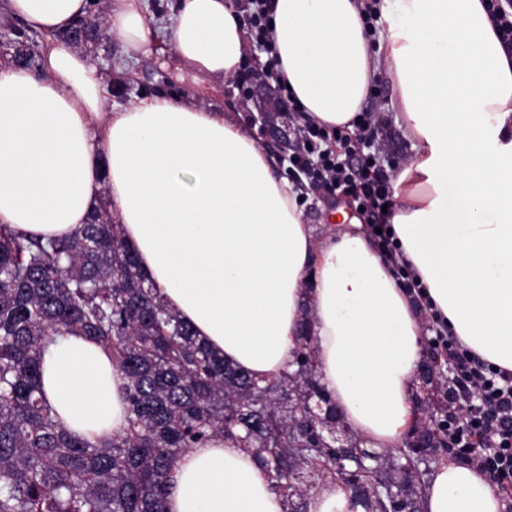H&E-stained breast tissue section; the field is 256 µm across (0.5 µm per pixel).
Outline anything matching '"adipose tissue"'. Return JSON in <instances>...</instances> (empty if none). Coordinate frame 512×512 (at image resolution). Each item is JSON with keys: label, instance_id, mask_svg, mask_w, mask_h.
Wrapping results in <instances>:
<instances>
[{"label": "adipose tissue", "instance_id": "adipose-tissue-1", "mask_svg": "<svg viewBox=\"0 0 512 512\" xmlns=\"http://www.w3.org/2000/svg\"><path fill=\"white\" fill-rule=\"evenodd\" d=\"M123 61L153 62L181 92L112 104L110 76L59 38L89 0H0V22L43 34L38 66L0 69V224L73 234L108 200L142 274L195 335L255 379L277 378L308 321L320 380L370 448L399 447L425 324L362 225L316 233L298 193L240 113L199 98L249 55L233 0H101ZM370 35L358 0H272L274 51L304 117L354 131L379 73L414 152L393 182L391 219L431 313L483 360L512 371V58L482 0H381ZM172 45L173 60L163 57ZM123 374L68 336L43 357L41 389L66 430L123 432ZM166 512H284L254 457L216 437L169 473ZM481 471L443 460L423 512H504Z\"/></svg>", "mask_w": 512, "mask_h": 512}]
</instances>
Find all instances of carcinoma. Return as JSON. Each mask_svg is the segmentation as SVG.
Wrapping results in <instances>:
<instances>
[{"label":"carcinoma","instance_id":"1","mask_svg":"<svg viewBox=\"0 0 512 512\" xmlns=\"http://www.w3.org/2000/svg\"><path fill=\"white\" fill-rule=\"evenodd\" d=\"M40 34L17 27L13 63L36 64ZM102 26L71 40L104 39ZM294 360L264 385L227 364L158 299L106 203L72 236L43 241L0 224V512H165L168 473L187 449L222 436L264 469L286 512H306L314 485L333 477L360 493L364 512H420L424 479L411 493L406 465L448 453V385L408 436L378 459L349 435V457L329 435L336 418L322 387L308 322ZM68 335L99 344L124 372L127 427L96 444L70 435L41 392L45 347Z\"/></svg>","mask_w":512,"mask_h":512}]
</instances>
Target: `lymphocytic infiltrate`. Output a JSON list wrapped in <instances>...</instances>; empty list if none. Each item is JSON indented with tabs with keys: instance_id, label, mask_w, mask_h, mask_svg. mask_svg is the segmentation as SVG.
<instances>
[{
	"instance_id": "1",
	"label": "lymphocytic infiltrate",
	"mask_w": 512,
	"mask_h": 512,
	"mask_svg": "<svg viewBox=\"0 0 512 512\" xmlns=\"http://www.w3.org/2000/svg\"><path fill=\"white\" fill-rule=\"evenodd\" d=\"M242 9L258 51L268 58L257 77L275 81L279 100L289 111L298 106L280 85L279 62L273 56V31L270 26L267 0H245ZM244 73L236 85L243 101L253 96L252 79ZM379 129L372 109L361 111L355 121V133L345 136L312 121L298 125V148L288 156V174L294 184L302 180L321 184L351 199L356 211L371 228L377 229L382 251L396 264L408 288L418 289L415 271L400 260L401 247L391 233V211L396 207L393 174L381 161L373 147ZM434 345L445 351L453 370L457 398L479 393L484 397L464 414L448 419V439L457 458L476 467L499 487H512V372L492 365L464 347L451 331L436 332Z\"/></svg>"
}]
</instances>
